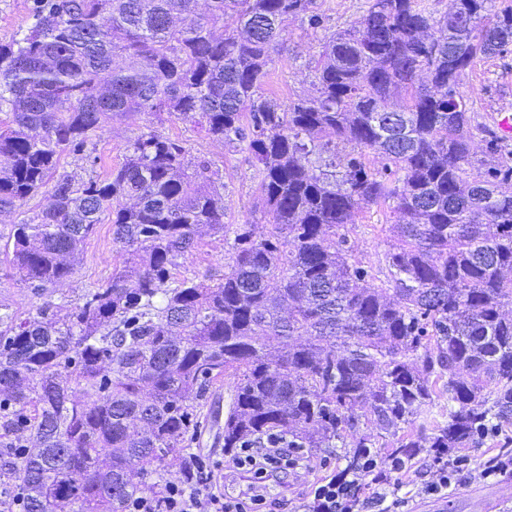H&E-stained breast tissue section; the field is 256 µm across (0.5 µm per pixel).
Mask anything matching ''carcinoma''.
<instances>
[{"label": "carcinoma", "mask_w": 512, "mask_h": 512, "mask_svg": "<svg viewBox=\"0 0 512 512\" xmlns=\"http://www.w3.org/2000/svg\"><path fill=\"white\" fill-rule=\"evenodd\" d=\"M428 2L371 0L323 46L316 95L283 105L265 95L268 65L284 22L320 24L313 0H208L206 17L196 0H31L33 25L0 43V210L43 188L48 204L13 226L14 268L35 289L67 279L63 256L108 210L137 281L115 275L62 318L65 301L0 312V492L21 490L29 512H124L160 496L174 467L193 485L187 437L226 378V452L279 433L331 454L364 424L409 457L441 397L432 453L512 420V166L468 171L458 92L475 59L509 52L512 5L452 0L436 21ZM229 12L239 27L216 35ZM129 112L246 144L272 234L224 223L209 166L186 174L185 147L156 133L107 178L48 184L64 154L95 167L102 117ZM328 130L357 148L338 175L300 161ZM387 200L398 220L383 288L340 229ZM202 226L233 235L214 287L174 276Z\"/></svg>", "instance_id": "obj_1"}]
</instances>
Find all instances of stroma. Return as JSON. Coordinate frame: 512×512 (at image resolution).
Here are the masks:
<instances>
[{"mask_svg": "<svg viewBox=\"0 0 512 512\" xmlns=\"http://www.w3.org/2000/svg\"><path fill=\"white\" fill-rule=\"evenodd\" d=\"M368 7L369 0H315V10L322 17L320 26L310 25L304 17L287 21L269 67L267 95L281 104L314 95L316 60L323 43L333 33L356 26ZM460 91L473 124L492 125L498 109L512 108V52L476 60L463 76ZM148 132L181 141L190 164L210 162L214 180L223 187L225 223L250 225L258 239L269 235L271 226L251 154L243 146L212 139L200 127L167 114L131 112L106 121L102 131L93 138L99 158L97 167H89L77 157L65 154L59 161L58 171L77 182L92 173L107 177L122 162L128 145ZM46 203V195L41 192L20 210L0 211V312L8 310L24 315L46 301L61 298L79 303L87 288L130 267L128 251L113 241L112 226L105 218L80 246L69 279L45 292L21 281L5 254L6 243L13 225L20 219L36 216ZM396 220L392 203L386 202L359 209L344 228L354 259L369 271L378 285L386 279L385 253L392 241L390 226ZM227 256L223 234L206 230L198 237L195 248L179 258L175 273L215 286L224 280ZM231 394V382H223L211 390L206 405L198 413L196 437L190 446L200 457L220 461L225 458L224 438L212 426L210 409L216 406L220 411H227ZM416 460L422 465L421 471L399 480V494L409 499L413 512H512V502L501 503L493 497L494 483L477 478L449 487L444 494H428L424 487L436 480L435 468L427 452L417 453ZM345 466L343 458L333 454L310 456L303 472L270 475L264 494L268 501L280 503L281 512H295L311 481Z\"/></svg>", "mask_w": 512, "mask_h": 512, "instance_id": "obj_1", "label": "stroma"}]
</instances>
